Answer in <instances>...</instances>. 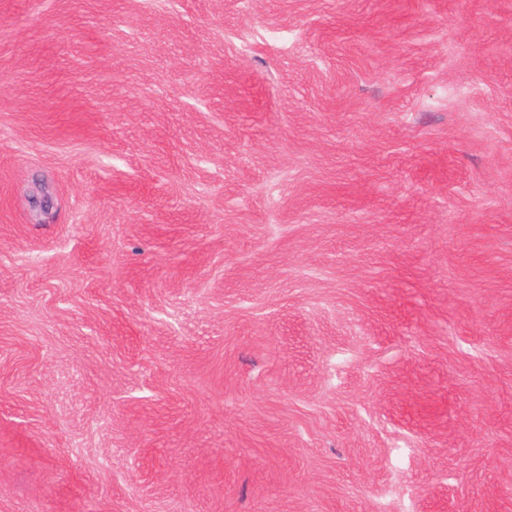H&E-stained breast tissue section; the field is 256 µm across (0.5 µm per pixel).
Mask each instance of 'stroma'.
Here are the masks:
<instances>
[{"label":"stroma","mask_w":512,"mask_h":512,"mask_svg":"<svg viewBox=\"0 0 512 512\" xmlns=\"http://www.w3.org/2000/svg\"><path fill=\"white\" fill-rule=\"evenodd\" d=\"M0 512H512V0H0Z\"/></svg>","instance_id":"1"}]
</instances>
